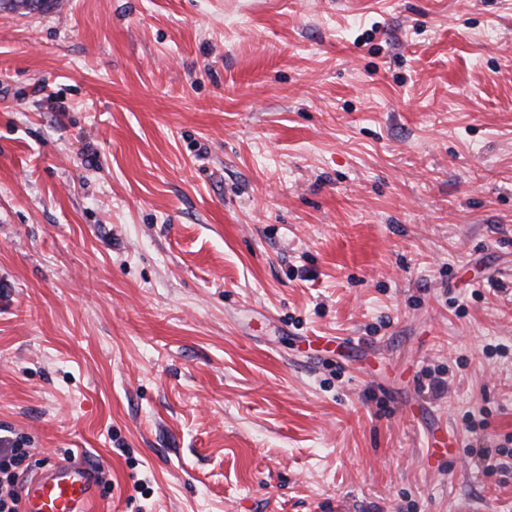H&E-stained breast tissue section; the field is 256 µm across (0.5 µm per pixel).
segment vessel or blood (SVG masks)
I'll return each mask as SVG.
<instances>
[{"label": "vessel or blood", "mask_w": 512, "mask_h": 512, "mask_svg": "<svg viewBox=\"0 0 512 512\" xmlns=\"http://www.w3.org/2000/svg\"><path fill=\"white\" fill-rule=\"evenodd\" d=\"M96 478L79 462L50 463L22 486L26 512H89Z\"/></svg>", "instance_id": "1"}]
</instances>
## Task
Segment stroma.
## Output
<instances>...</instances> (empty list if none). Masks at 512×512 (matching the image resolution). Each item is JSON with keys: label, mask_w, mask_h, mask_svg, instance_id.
<instances>
[{"label": "stroma", "mask_w": 512, "mask_h": 512, "mask_svg": "<svg viewBox=\"0 0 512 512\" xmlns=\"http://www.w3.org/2000/svg\"><path fill=\"white\" fill-rule=\"evenodd\" d=\"M0 448L94 512H512V0L0 12ZM96 478L79 462L50 463L22 486L26 512H90Z\"/></svg>", "instance_id": "35a3bbf8"}]
</instances>
